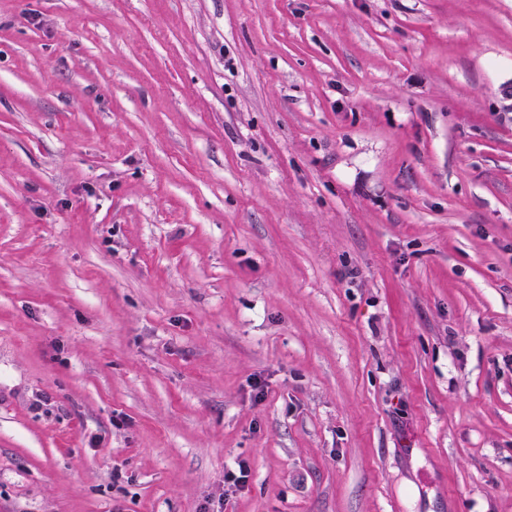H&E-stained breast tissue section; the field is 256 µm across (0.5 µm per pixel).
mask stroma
<instances>
[{
  "mask_svg": "<svg viewBox=\"0 0 512 512\" xmlns=\"http://www.w3.org/2000/svg\"><path fill=\"white\" fill-rule=\"evenodd\" d=\"M508 88L512 0H0V512H512Z\"/></svg>",
  "mask_w": 512,
  "mask_h": 512,
  "instance_id": "1",
  "label": "stroma"
}]
</instances>
